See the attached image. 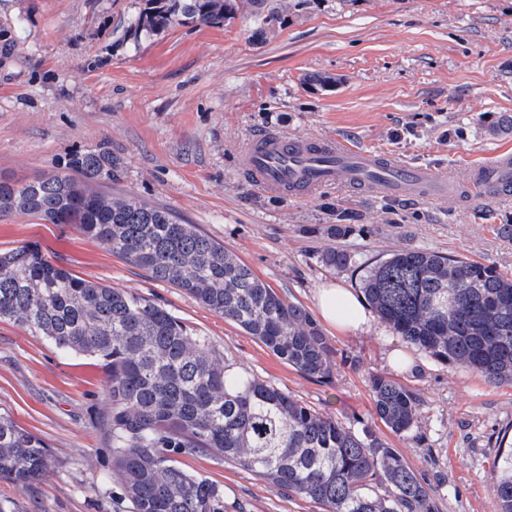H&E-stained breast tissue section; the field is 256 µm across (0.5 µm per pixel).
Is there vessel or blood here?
Masks as SVG:
<instances>
[{"label":"vessel or blood","mask_w":512,"mask_h":512,"mask_svg":"<svg viewBox=\"0 0 512 512\" xmlns=\"http://www.w3.org/2000/svg\"><path fill=\"white\" fill-rule=\"evenodd\" d=\"M239 167L251 183L270 195L310 194L328 184L355 186L375 175L386 189L425 200L455 189V173H433L395 159L351 149L324 139L264 134L241 152ZM467 182L475 199L512 191V155L500 153L491 164L471 170Z\"/></svg>","instance_id":"vessel-or-blood-1"}]
</instances>
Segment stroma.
Returning a JSON list of instances; mask_svg holds the SVG:
<instances>
[{"label":"stroma","instance_id":"stroma-1","mask_svg":"<svg viewBox=\"0 0 512 512\" xmlns=\"http://www.w3.org/2000/svg\"><path fill=\"white\" fill-rule=\"evenodd\" d=\"M141 0H0V29H23L0 55V177L64 173L109 140L120 172L108 191L172 211L223 242L271 288L316 314L334 282L358 293L364 266L403 248L512 272V194L472 204L466 184L434 202L365 186L272 196L238 158L258 135L337 138L441 173L512 153V0H265L259 26L241 0L223 28L177 26L123 42ZM346 224L335 238L328 225ZM34 244L58 267L125 288L209 337L245 370L353 429L371 426L425 479L438 512H494L493 465L512 434V386L439 364L376 314L360 330L322 326L334 378L302 375L174 285L104 250L72 224L0 221V251ZM345 248L354 266L323 254ZM421 398L406 435L374 414L369 376ZM0 409L39 435L52 465L31 488L0 482V512H131L112 473V403L94 361L63 355L0 322ZM187 470L222 484L225 512H319L247 470L204 455Z\"/></svg>","mask_w":512,"mask_h":512}]
</instances>
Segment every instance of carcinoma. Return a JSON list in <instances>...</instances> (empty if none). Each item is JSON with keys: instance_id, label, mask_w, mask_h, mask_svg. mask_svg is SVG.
<instances>
[{"instance_id": "carcinoma-1", "label": "carcinoma", "mask_w": 512, "mask_h": 512, "mask_svg": "<svg viewBox=\"0 0 512 512\" xmlns=\"http://www.w3.org/2000/svg\"><path fill=\"white\" fill-rule=\"evenodd\" d=\"M125 37L138 44L176 25L221 29L236 0H144ZM69 175L17 184L0 178V220L26 215L74 224L112 254L170 283L233 322L308 378L334 377L327 338L235 253L169 210L99 192L119 169L112 147L72 156ZM326 265L354 255L334 248ZM367 305L432 360L512 386V276L468 258L400 249L360 280ZM0 321L65 355L95 359L112 401V475L132 512H224V486L185 470L179 455H208L250 471L319 512H437L395 449L364 426L309 408L248 375L178 317L123 288L86 281L28 245L0 252ZM375 414L394 434L417 423L420 399L382 374L369 378ZM47 443L0 411V481L27 489L47 471ZM496 512H512V448L494 462Z\"/></svg>"}]
</instances>
